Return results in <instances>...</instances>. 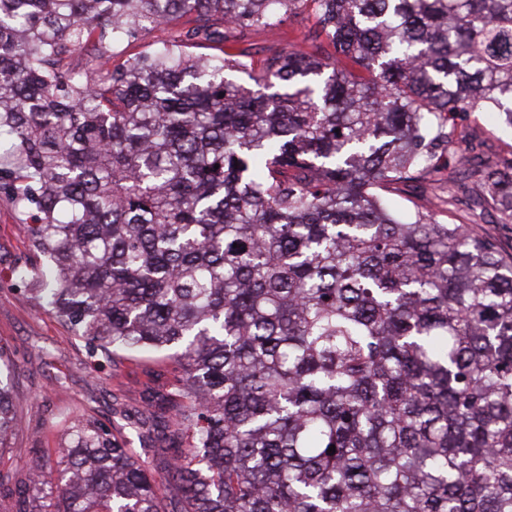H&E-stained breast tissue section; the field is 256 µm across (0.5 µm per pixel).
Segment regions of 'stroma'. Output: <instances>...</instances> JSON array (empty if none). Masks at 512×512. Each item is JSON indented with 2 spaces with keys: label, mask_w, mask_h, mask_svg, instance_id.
<instances>
[{
  "label": "stroma",
  "mask_w": 512,
  "mask_h": 512,
  "mask_svg": "<svg viewBox=\"0 0 512 512\" xmlns=\"http://www.w3.org/2000/svg\"><path fill=\"white\" fill-rule=\"evenodd\" d=\"M311 11L290 17L279 28H248L244 38L257 58L300 45L313 26ZM475 152L491 163L512 155V131L499 127L488 112H466L455 119ZM431 206L438 222H447L448 186L427 180L399 187L394 207L409 213ZM35 259L24 218L12 199L0 193V345L14 363L12 392L16 428L0 456V493L10 494L25 474L19 461L55 460L63 443L62 417H76L94 407L103 420L120 410L140 408L147 396L163 392L171 377L168 363L151 355L129 360L108 353L89 356L81 340L51 312L35 308L15 282V269Z\"/></svg>",
  "instance_id": "obj_1"
}]
</instances>
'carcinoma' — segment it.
I'll return each mask as SVG.
<instances>
[{"mask_svg": "<svg viewBox=\"0 0 512 512\" xmlns=\"http://www.w3.org/2000/svg\"><path fill=\"white\" fill-rule=\"evenodd\" d=\"M308 7L309 48L238 83L242 30ZM480 109L512 128V0H0V192L40 259L16 279L175 389L124 414L141 452L72 418L0 512H166L143 453L182 512H512V255L388 199L464 173L511 224L512 158L459 147ZM168 37L167 30L155 28L148 32L141 40L131 44L125 50L112 58V66L121 64L129 54L152 50L158 42L164 41Z\"/></svg>", "mask_w": 512, "mask_h": 512, "instance_id": "carcinoma-1", "label": "carcinoma"}]
</instances>
